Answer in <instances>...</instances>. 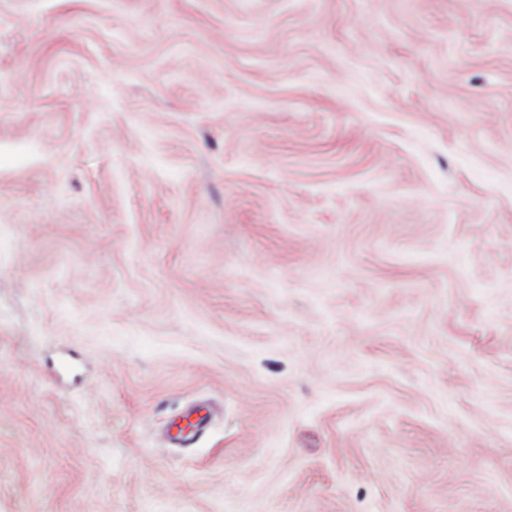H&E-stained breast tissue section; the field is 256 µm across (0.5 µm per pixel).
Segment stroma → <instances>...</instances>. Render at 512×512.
Masks as SVG:
<instances>
[{"instance_id": "obj_1", "label": "stroma", "mask_w": 512, "mask_h": 512, "mask_svg": "<svg viewBox=\"0 0 512 512\" xmlns=\"http://www.w3.org/2000/svg\"><path fill=\"white\" fill-rule=\"evenodd\" d=\"M0 512H512V0H0ZM208 412L203 405L191 409L182 422H172L170 436L174 442L182 446L192 444L207 424Z\"/></svg>"}]
</instances>
